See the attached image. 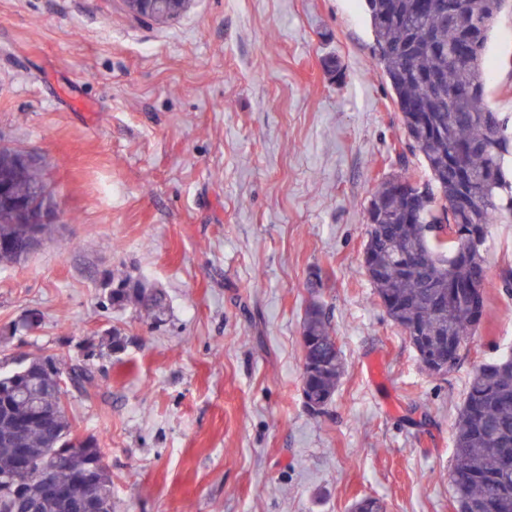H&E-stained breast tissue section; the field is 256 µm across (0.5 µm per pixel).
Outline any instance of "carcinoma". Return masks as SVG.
Masks as SVG:
<instances>
[{
	"label": "carcinoma",
	"instance_id": "obj_1",
	"mask_svg": "<svg viewBox=\"0 0 512 512\" xmlns=\"http://www.w3.org/2000/svg\"><path fill=\"white\" fill-rule=\"evenodd\" d=\"M374 35V56L390 88L411 148L422 156L429 180L420 184L396 175L371 198L362 265L373 296L406 335L429 372L459 360L479 336L484 312L459 295L490 287L486 241L493 224L512 222V173L504 167L512 147L508 120L485 103L491 63L487 46L493 21L506 0H362ZM40 169L31 165L13 185L33 212L49 193ZM29 224L0 206V239L24 243ZM112 305L157 316L166 307L161 288L121 278ZM302 384L314 412L330 405L346 372L331 324L317 301L302 322ZM32 364L0 372V474L13 472L10 418L39 405L47 426L25 436L34 460L44 463L72 448L76 464L88 455L104 460L92 438L74 431L67 408L57 403L54 378L42 373L26 381ZM449 480L462 512H512V354L484 362L472 372L458 412ZM105 512H112V473L101 472Z\"/></svg>",
	"mask_w": 512,
	"mask_h": 512
}]
</instances>
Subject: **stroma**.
Listing matches in <instances>:
<instances>
[{
  "label": "stroma",
  "instance_id": "35a3bbf8",
  "mask_svg": "<svg viewBox=\"0 0 512 512\" xmlns=\"http://www.w3.org/2000/svg\"><path fill=\"white\" fill-rule=\"evenodd\" d=\"M373 44L361 0H194L162 25L122 0H0V144L54 212L0 263V369L93 370L68 411L106 452L112 512H453L457 407L512 343V223L490 228L479 337L429 375L362 267L375 190L427 178ZM488 55L512 117V0ZM118 274L166 290L161 321L112 307ZM315 300L347 364L322 414L301 382Z\"/></svg>",
  "mask_w": 512,
  "mask_h": 512
}]
</instances>
